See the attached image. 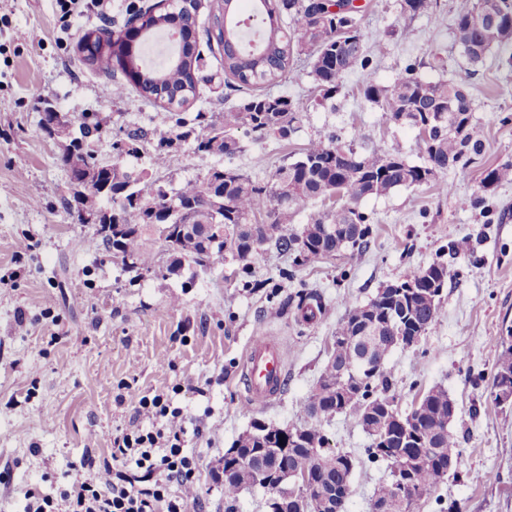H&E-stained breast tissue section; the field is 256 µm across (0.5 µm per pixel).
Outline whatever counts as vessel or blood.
Segmentation results:
<instances>
[{"mask_svg":"<svg viewBox=\"0 0 512 512\" xmlns=\"http://www.w3.org/2000/svg\"><path fill=\"white\" fill-rule=\"evenodd\" d=\"M286 347L268 335L254 337L250 343L242 379L253 405L267 404L277 399L286 381Z\"/></svg>","mask_w":512,"mask_h":512,"instance_id":"obj_1","label":"vessel or blood"}]
</instances>
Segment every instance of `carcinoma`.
Wrapping results in <instances>:
<instances>
[{
	"mask_svg": "<svg viewBox=\"0 0 512 512\" xmlns=\"http://www.w3.org/2000/svg\"><path fill=\"white\" fill-rule=\"evenodd\" d=\"M400 12L411 18L432 16L437 0H398ZM498 12L508 23L480 24L469 7L455 21V40L472 66L484 62L493 50H511L512 0H495ZM129 19L141 21L140 29L151 35L175 26L179 31L196 30L197 9L185 8L173 0L168 9L153 14L130 2ZM206 46L217 44L224 51L227 87H255L273 84L288 69L295 55L311 60L318 97L333 99L344 77L369 65L368 49L360 19L338 16L325 10L317 0H219L205 28ZM128 33L109 28L89 30L80 39L84 60L96 70L109 74L129 51ZM107 50H102L101 46ZM204 57L197 43L181 40L178 51L163 67L148 68L132 78L145 97L169 108H183L195 98L198 73ZM463 85L448 80L428 81L408 67L391 84L370 83L363 98L392 123L404 114L406 125L422 135L424 162L413 164L399 151L369 147L361 151L343 145L334 137L311 142L295 160L280 165L272 178L260 182L231 168L214 167L201 179L188 180L167 190L152 178L149 170L163 168L169 153L181 146L192 131L176 119L169 134L159 139L150 167L137 164L140 135L129 133L112 143L113 162L103 168L88 148L99 139L101 122L95 114H84L79 136L72 138L60 161L74 180L97 174L109 184L111 195L95 189L73 195L67 205L79 222L84 217L99 220L96 234L102 246L121 259L130 272L147 271L156 255L147 247V235L159 234L170 257L167 269L178 270L184 263L209 267L231 257L242 276L251 274L249 253L258 254L254 243L261 227L257 216L272 229L267 245L293 256L296 266L319 262L346 247L364 249L372 228L359 210L362 200L386 195L396 189L428 184L438 172L458 164L467 165L483 151L473 138L474 100ZM307 105L287 95L255 93L236 108L224 112L218 124L206 113L195 116L206 133L195 137V150L230 156L242 150L236 132L247 127L259 137L286 139L296 132ZM50 135H68L70 127L46 108L40 119ZM512 162L505 161L485 171L481 182L487 190L509 180ZM309 202L330 203L312 215L306 224L296 225L300 208ZM223 230V240L215 242ZM415 281L411 295H397L389 286L380 287L364 305L351 304L336 328L328 366L336 371L330 381L318 379L307 404L316 424L275 427L264 433L261 423L240 435L233 444L237 452L224 456V468L231 469L241 455L276 471H303L314 467L310 451L320 456L322 486L347 501L351 488L353 457L330 448L322 423L339 414L357 420L370 438L363 453L373 462L398 458L416 465L411 480L429 495L449 474L446 449L458 447L448 429L457 416V405L442 386L427 391L411 413L402 416L392 394L393 380L386 370L375 379L357 371L368 362L384 366L396 345L394 336L427 331L439 312V304L426 300L424 291L432 283H445L448 265L437 261L409 274ZM488 394L504 381L512 385V343L500 341ZM284 439H279V436Z\"/></svg>",
	"mask_w": 512,
	"mask_h": 512,
	"instance_id": "1",
	"label": "carcinoma"
}]
</instances>
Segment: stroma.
<instances>
[{
  "mask_svg": "<svg viewBox=\"0 0 512 512\" xmlns=\"http://www.w3.org/2000/svg\"><path fill=\"white\" fill-rule=\"evenodd\" d=\"M128 0H93L62 17L56 0H0V512H21L32 490L57 493L86 459L103 464L112 439L132 426L142 396L165 392L183 411L184 447L201 459L199 494L206 512H224L225 497L205 467L256 422L285 427L307 422L304 407L329 359V342L350 303H366L382 285L438 260L449 241L471 249L448 262L439 313L420 342L398 348L385 367L401 411L433 386L447 389L458 415L451 430L461 455L454 471L415 512H440L451 501L466 512H512V405L487 398L500 347L512 326V182L483 190L484 168L512 161V66L497 53L467 63L454 23L471 0H438L432 17L402 15L397 0H362L361 28L374 50L367 70L344 80L334 100L313 103L311 63L295 58L272 94L308 103L303 124L288 140L260 138L248 128L233 157L173 150L156 176L168 187L202 177L215 166L271 177L284 158L310 140L334 135L345 144L400 150L414 164L423 153L415 130L396 125L361 94L371 80L392 83L407 66L418 76L464 84L476 112L473 133L483 152L436 182L364 199L372 228L365 251L345 248L318 263L264 247L249 282L232 279L234 261L203 270L167 269L162 240L151 237L158 263L134 275L101 246L96 228L67 210L69 174L60 158L69 140L48 135L40 118L53 108L69 120H102L98 157L132 129L146 132L142 160L170 130L168 109L145 99L122 70L105 77L81 59L79 37L111 24L123 28ZM40 29L26 44L18 30ZM409 29L402 37L400 29ZM196 99L180 116L219 114L248 97L224 85L222 50L205 52ZM125 85V95L115 93ZM294 267L293 278L279 272ZM316 292L322 308L303 322L298 292ZM25 314L26 332L16 328ZM265 332L288 348L287 379L269 405L247 406L241 382L250 339ZM333 449L355 457L345 512H371L377 485L390 477L385 462L362 454L370 442L358 422L339 415L323 426Z\"/></svg>",
  "mask_w": 512,
  "mask_h": 512,
  "instance_id": "obj_1",
  "label": "stroma"
}]
</instances>
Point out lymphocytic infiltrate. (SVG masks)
Returning <instances> with one entry per match:
<instances>
[{"instance_id":"1","label":"lymphocytic infiltrate","mask_w":512,"mask_h":512,"mask_svg":"<svg viewBox=\"0 0 512 512\" xmlns=\"http://www.w3.org/2000/svg\"><path fill=\"white\" fill-rule=\"evenodd\" d=\"M136 427L114 437L103 466L84 461L59 495L28 492L23 512H196L198 456L183 447L182 411L163 395L141 398ZM141 472L140 482L123 474Z\"/></svg>"}]
</instances>
